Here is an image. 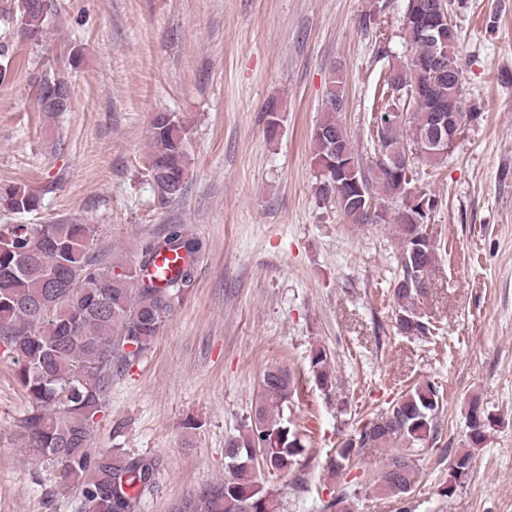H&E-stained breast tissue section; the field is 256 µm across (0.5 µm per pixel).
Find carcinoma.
<instances>
[{"label": "carcinoma", "instance_id": "obj_1", "mask_svg": "<svg viewBox=\"0 0 512 512\" xmlns=\"http://www.w3.org/2000/svg\"><path fill=\"white\" fill-rule=\"evenodd\" d=\"M6 0L0 16L42 41L59 0ZM402 35L410 60L392 66L383 78L385 108L371 117L373 150L385 147L398 157L445 133L434 114L453 112L465 102L456 26L438 12L437 0H407ZM13 59L12 44L0 41V81ZM39 81L72 98V86L54 73ZM344 80L334 76L321 118L312 131L315 149L314 193L329 200L350 224H388L398 243L391 297L397 331L405 336L430 332L421 304L441 244L420 233L421 200L438 205L431 194L412 191L415 178L404 168L393 172L379 160L357 171L338 167L330 154L332 135L348 158L359 160L340 114L345 110ZM399 109L405 121L388 118ZM191 158L184 121L158 112L151 124L147 171L165 204L182 197ZM43 196L19 183L0 184V212L33 213ZM376 206H371V202ZM396 202L393 209L386 203ZM93 224H0V354L11 360L28 398L20 420L25 449L56 472L58 489L79 491L77 512H138L141 497L153 488L158 463L121 448H92L96 418L112 394V377L144 355L167 319L193 290L195 267L205 254V240L179 225L145 243L138 266L103 264L93 255ZM173 253L179 262L168 276L151 274L156 259ZM308 374L325 392L335 388L325 349L311 351ZM298 379L287 367L271 364L262 373L254 408L242 433L226 448L227 476L173 505L171 512H283L278 489L267 473H288L297 464L306 433L284 416L297 393ZM443 396L430 381L413 385L385 411L357 423L336 449L331 468L340 474L367 449L386 454L372 478V491L402 504L414 484L416 458L441 441L438 415ZM466 448L453 458L456 469L439 486L451 499L471 476L475 451L484 447L494 418L472 402L467 414ZM358 484L343 486L323 505L326 512H352Z\"/></svg>", "mask_w": 512, "mask_h": 512}]
</instances>
